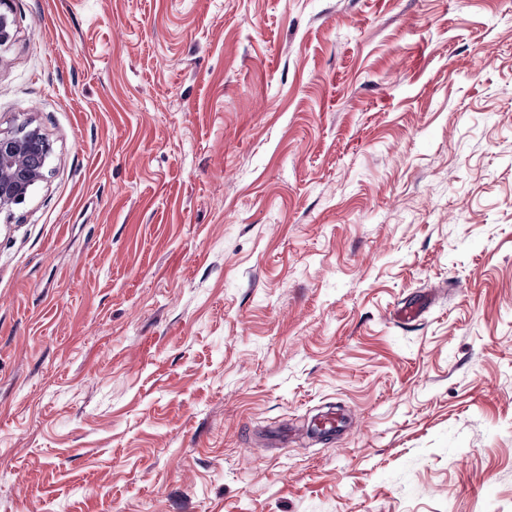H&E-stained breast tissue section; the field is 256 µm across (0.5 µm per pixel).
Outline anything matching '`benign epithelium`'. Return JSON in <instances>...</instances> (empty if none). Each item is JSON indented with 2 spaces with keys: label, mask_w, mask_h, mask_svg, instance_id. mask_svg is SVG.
I'll return each mask as SVG.
<instances>
[{
  "label": "benign epithelium",
  "mask_w": 512,
  "mask_h": 512,
  "mask_svg": "<svg viewBox=\"0 0 512 512\" xmlns=\"http://www.w3.org/2000/svg\"><path fill=\"white\" fill-rule=\"evenodd\" d=\"M10 0H0V47L14 36ZM51 145L39 126L30 121L7 130L0 129V212L25 202L31 190L44 178V167H35V155L48 158Z\"/></svg>",
  "instance_id": "7a95c632"
}]
</instances>
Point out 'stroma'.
I'll return each mask as SVG.
<instances>
[{
  "mask_svg": "<svg viewBox=\"0 0 512 512\" xmlns=\"http://www.w3.org/2000/svg\"><path fill=\"white\" fill-rule=\"evenodd\" d=\"M11 9L0 512H512V0ZM50 153V143L31 121L7 130L0 128V212L25 202L45 176L44 166L34 167L32 157L47 159Z\"/></svg>",
  "mask_w": 512,
  "mask_h": 512,
  "instance_id": "stroma-1",
  "label": "stroma"
}]
</instances>
